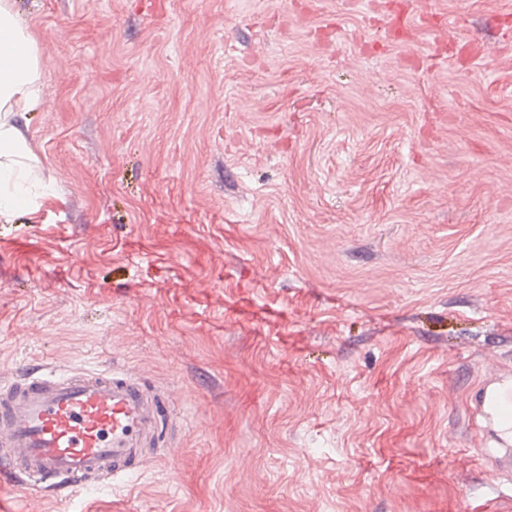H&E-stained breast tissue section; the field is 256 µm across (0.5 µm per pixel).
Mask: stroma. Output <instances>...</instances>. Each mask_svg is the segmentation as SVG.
Returning a JSON list of instances; mask_svg holds the SVG:
<instances>
[{
  "label": "stroma",
  "instance_id": "obj_1",
  "mask_svg": "<svg viewBox=\"0 0 512 512\" xmlns=\"http://www.w3.org/2000/svg\"><path fill=\"white\" fill-rule=\"evenodd\" d=\"M151 2L15 0L56 195L0 220V370L124 365L178 452L0 512H512V0ZM480 406L483 419L499 440L511 446V443L501 438L500 434L510 431L512 436V387L504 389L500 382L488 383L482 390Z\"/></svg>",
  "mask_w": 512,
  "mask_h": 512
}]
</instances>
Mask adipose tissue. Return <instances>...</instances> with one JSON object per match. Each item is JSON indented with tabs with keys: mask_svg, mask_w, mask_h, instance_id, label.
<instances>
[{
	"mask_svg": "<svg viewBox=\"0 0 512 512\" xmlns=\"http://www.w3.org/2000/svg\"><path fill=\"white\" fill-rule=\"evenodd\" d=\"M44 93L37 40L18 20L14 0H0V218L22 206L38 209L49 193L32 180L40 161L19 128Z\"/></svg>",
	"mask_w": 512,
	"mask_h": 512,
	"instance_id": "obj_1",
	"label": "adipose tissue"
}]
</instances>
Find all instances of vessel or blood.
<instances>
[{
	"label": "vessel or blood",
	"mask_w": 512,
	"mask_h": 512,
	"mask_svg": "<svg viewBox=\"0 0 512 512\" xmlns=\"http://www.w3.org/2000/svg\"><path fill=\"white\" fill-rule=\"evenodd\" d=\"M162 399L125 368L34 366L0 378V482L61 494L140 472L158 445ZM483 419L512 432V388L488 383Z\"/></svg>",
	"instance_id": "obj_1"
}]
</instances>
